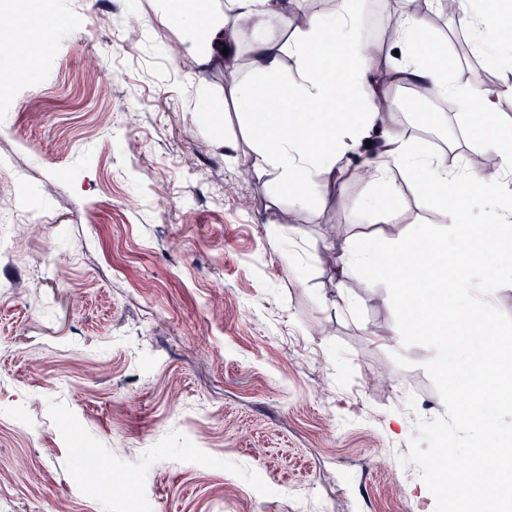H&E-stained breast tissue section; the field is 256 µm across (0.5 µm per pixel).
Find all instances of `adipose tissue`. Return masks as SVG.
<instances>
[{
	"instance_id": "adipose-tissue-1",
	"label": "adipose tissue",
	"mask_w": 512,
	"mask_h": 512,
	"mask_svg": "<svg viewBox=\"0 0 512 512\" xmlns=\"http://www.w3.org/2000/svg\"><path fill=\"white\" fill-rule=\"evenodd\" d=\"M295 0H224L219 14L208 11L176 13L177 21L190 24L195 36L211 48L210 60L234 78L233 98L238 109L253 118L261 131L256 165L273 174V186L287 193L295 204L323 194L335 182L336 160L348 143L372 141L379 151L367 165L381 189L377 198L356 202L361 212L391 210L400 190L394 178L402 172L430 187L446 224L442 237L430 225L414 224L388 251L373 247L332 248L330 259L342 272H356L365 283L384 277L397 293L404 319L417 323L426 318V330L446 335L452 326L489 331L493 308L478 297L477 285L452 275L435 277L432 268L448 263L455 269L497 261L495 245L512 227V130H485L484 147L497 151L495 171L473 163L448 164L444 154L420 152L411 138L381 111L383 86L405 82L440 97L453 99L461 111L486 117L499 101L512 96V83L496 86L452 85L444 69L431 66L424 35L429 15L405 10L395 29L400 48L396 63L379 68L364 55L362 17L354 0H340L329 13L297 15ZM460 22L477 49L499 46L497 11L475 5L465 9ZM291 29L288 45L275 42L277 28ZM249 32V62L240 66L237 46L242 32ZM504 71H512V47L499 46ZM296 54L302 65L297 75L280 81L275 77L282 52ZM266 76V94H259L257 76ZM474 224L473 232L459 225ZM506 244V243H503ZM512 253V242L506 244Z\"/></svg>"
}]
</instances>
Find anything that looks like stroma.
Returning <instances> with one entry per match:
<instances>
[{"label":"stroma","mask_w":512,"mask_h":512,"mask_svg":"<svg viewBox=\"0 0 512 512\" xmlns=\"http://www.w3.org/2000/svg\"><path fill=\"white\" fill-rule=\"evenodd\" d=\"M358 2L392 65L397 0ZM49 13L70 25L0 46V74L37 64L0 83V208L30 218L0 223V512H417L410 440L446 413L433 352L405 345L387 288L337 271L326 247L359 229L387 248L441 225L434 201L407 180L395 212L364 216L354 204L375 187L350 154L327 200L296 205L254 166L232 77L161 0ZM429 40L450 82L481 80L455 14ZM427 101L419 150H478L477 132L458 134L465 114L441 120ZM464 273L512 315V280ZM90 448L102 466L86 478Z\"/></svg>","instance_id":"35a3bbf8"}]
</instances>
